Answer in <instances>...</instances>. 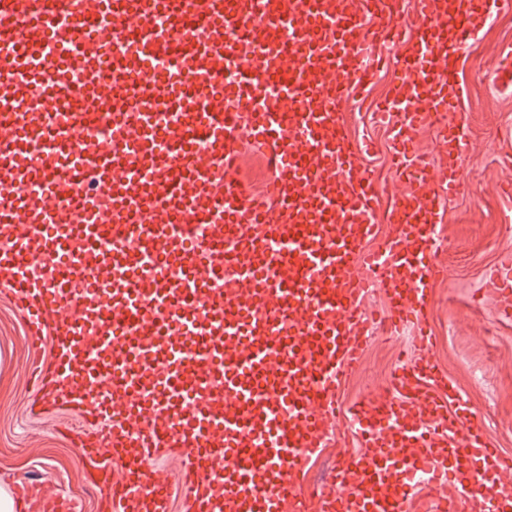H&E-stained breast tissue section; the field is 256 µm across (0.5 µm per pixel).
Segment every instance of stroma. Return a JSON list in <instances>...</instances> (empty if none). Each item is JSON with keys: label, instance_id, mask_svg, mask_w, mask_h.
Masks as SVG:
<instances>
[{"label": "stroma", "instance_id": "obj_1", "mask_svg": "<svg viewBox=\"0 0 512 512\" xmlns=\"http://www.w3.org/2000/svg\"><path fill=\"white\" fill-rule=\"evenodd\" d=\"M509 44L512 22L496 18L461 64L468 155L460 192L445 204L447 248L439 259L449 274L435 289L427 320L436 338L434 361L477 414L491 444L512 454V317L502 314L499 287L488 276L501 251L512 247V200L502 195L512 184V85L501 81L502 50ZM388 80L378 78L347 127L361 144L365 166L393 193L399 184L390 169L387 131L367 118ZM417 352L413 327L380 331L360 369L339 389V403L383 391L401 355ZM31 354L20 313L0 293V478L13 486L36 478L48 494L75 500L81 512H103L77 449L53 434L52 421L27 414L32 388L25 362Z\"/></svg>", "mask_w": 512, "mask_h": 512}]
</instances>
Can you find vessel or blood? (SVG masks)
I'll list each match as a JSON object with an SVG mask.
<instances>
[{"label":"vessel or blood","instance_id":"1","mask_svg":"<svg viewBox=\"0 0 512 512\" xmlns=\"http://www.w3.org/2000/svg\"><path fill=\"white\" fill-rule=\"evenodd\" d=\"M512 0H0V290L27 323L30 412H70L105 512H512L494 448L429 353L426 311L447 266L436 255L442 202L462 185L468 132L462 56ZM198 36L180 52L178 18ZM144 30L102 61L130 22ZM397 48L378 111L394 133L388 242L381 185L360 159L345 105L373 77L363 60ZM81 72L77 106L53 111L34 50ZM147 76L169 103L142 95ZM112 113H102V106ZM110 138L98 134L101 123ZM437 129L440 164L413 155ZM74 141L89 151L69 155ZM267 156L265 196L238 178L244 146ZM76 277L33 274L34 261ZM378 286L392 326L417 327L420 354L389 391L341 412L375 320ZM50 345V356L41 348ZM345 418L363 450L340 459L320 493L303 461ZM176 454V474L155 467ZM121 479H113V465Z\"/></svg>","mask_w":512,"mask_h":512}]
</instances>
